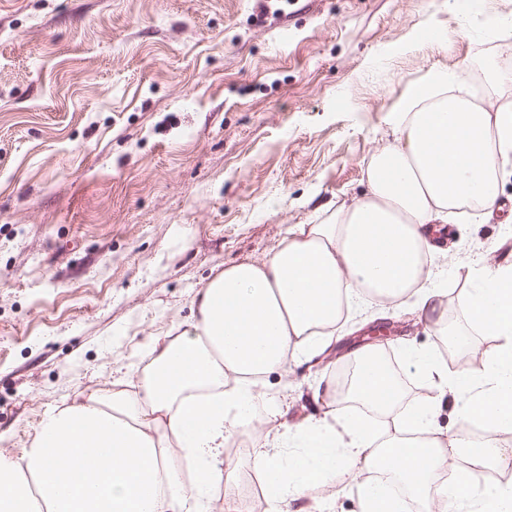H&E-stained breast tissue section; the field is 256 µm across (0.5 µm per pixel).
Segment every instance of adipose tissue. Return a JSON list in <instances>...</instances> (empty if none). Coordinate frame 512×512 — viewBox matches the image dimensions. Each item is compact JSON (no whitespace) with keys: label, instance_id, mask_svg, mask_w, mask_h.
<instances>
[{"label":"adipose tissue","instance_id":"adipose-tissue-1","mask_svg":"<svg viewBox=\"0 0 512 512\" xmlns=\"http://www.w3.org/2000/svg\"><path fill=\"white\" fill-rule=\"evenodd\" d=\"M466 80L462 69L422 77L394 105V139L368 159L362 197L324 223L292 227L267 259L225 267L200 288L181 335L146 345L141 392L117 389L41 421L20 460H0V512H209L227 438L264 407L262 378L314 351L362 297L414 298L426 321L447 327L430 227L462 207L498 209L512 177V107L480 105L463 92ZM457 307L496 341L482 372L449 374L437 349L404 345V361L436 393L384 434L379 419L398 405L397 384L376 368L374 350L356 351L358 366L375 370L354 374L353 397L378 419L335 408L274 435L253 460L274 479L271 512L305 497L314 478L368 467L396 475L406 493L360 483L362 512H409L411 500L433 495L445 512H512L511 482L476 494L465 480L447 481L463 442L436 427L451 394L460 419L512 433V268L481 266Z\"/></svg>","mask_w":512,"mask_h":512}]
</instances>
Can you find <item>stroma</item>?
<instances>
[{
	"mask_svg": "<svg viewBox=\"0 0 512 512\" xmlns=\"http://www.w3.org/2000/svg\"><path fill=\"white\" fill-rule=\"evenodd\" d=\"M456 3L0 0V455L21 457L52 411L137 390L145 345L183 331L211 277L363 194L413 82L463 67L486 105H512V78H486L512 44L492 21L512 0H479L476 19L455 18ZM448 227L434 265L453 302L475 260L512 266V221ZM470 342L449 344L409 301L353 313L310 360L266 376L278 412L229 439L216 506L267 512L269 492L247 491L260 444L320 416L314 390L354 351L494 347ZM379 477L337 471L307 504L361 512L358 482Z\"/></svg>",
	"mask_w": 512,
	"mask_h": 512,
	"instance_id": "obj_1",
	"label": "stroma"
}]
</instances>
